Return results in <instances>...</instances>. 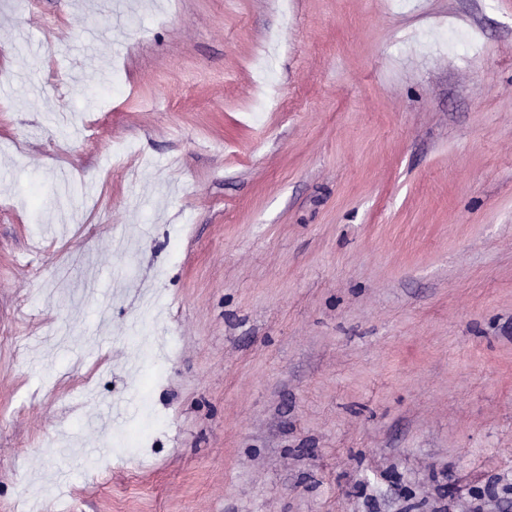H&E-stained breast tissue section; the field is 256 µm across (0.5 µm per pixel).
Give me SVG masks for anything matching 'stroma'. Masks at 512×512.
I'll return each mask as SVG.
<instances>
[{
	"label": "stroma",
	"instance_id": "stroma-1",
	"mask_svg": "<svg viewBox=\"0 0 512 512\" xmlns=\"http://www.w3.org/2000/svg\"><path fill=\"white\" fill-rule=\"evenodd\" d=\"M66 507L512 512V0H0V512Z\"/></svg>",
	"mask_w": 512,
	"mask_h": 512
}]
</instances>
